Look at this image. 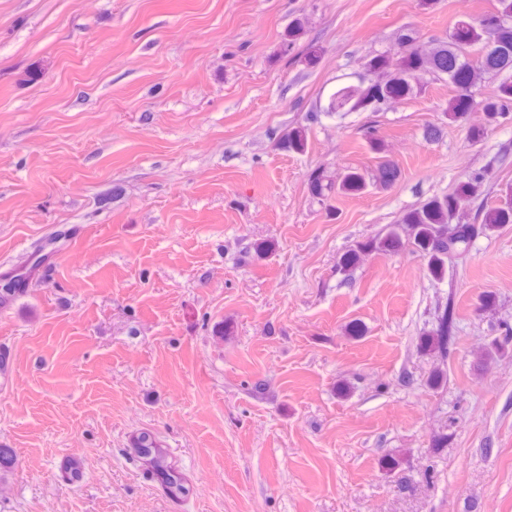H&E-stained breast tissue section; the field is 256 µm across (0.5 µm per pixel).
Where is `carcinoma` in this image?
Masks as SVG:
<instances>
[{
  "label": "carcinoma",
  "instance_id": "1",
  "mask_svg": "<svg viewBox=\"0 0 512 512\" xmlns=\"http://www.w3.org/2000/svg\"><path fill=\"white\" fill-rule=\"evenodd\" d=\"M305 34V21L294 19L284 34L286 45H294ZM501 77L496 91L478 98L475 88L489 75ZM444 81L452 89L443 117L450 123L464 124L470 109L485 115V123L470 126L467 133L473 143L484 140L488 128L506 119L512 107V0H494L492 10L471 18L463 29L452 28L448 40L425 43L415 29L401 31L395 47L366 59L355 81L336 87L326 108L328 112H379L383 102H403L426 90L423 78ZM283 149L304 153L308 131L297 126L284 136ZM370 150L378 155L372 181L355 168H346L334 176L321 169L308 175L309 195L332 210L337 196L359 195L373 184L381 189L393 187L402 175L399 164L385 155L383 140L370 136ZM485 175L467 176L456 188L434 196L406 211L400 221L379 239L358 245L343 258L342 267L350 268L370 253L397 254L407 248L420 253L427 261L429 274L444 277L448 253L458 244L488 230L512 224V186L500 189L491 200L484 189ZM20 273L0 282V302L11 301L25 293ZM453 312L445 310L435 327L421 338V347L444 357L453 339ZM134 455L148 469L163 493L172 500L184 501L172 488L189 484L188 477L167 459V452L152 431L138 433L132 443Z\"/></svg>",
  "mask_w": 512,
  "mask_h": 512
}]
</instances>
